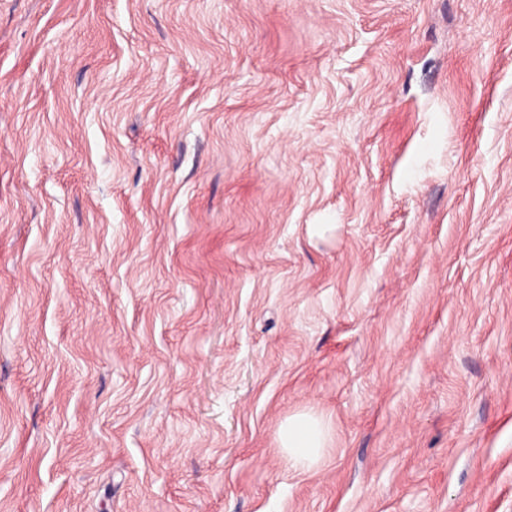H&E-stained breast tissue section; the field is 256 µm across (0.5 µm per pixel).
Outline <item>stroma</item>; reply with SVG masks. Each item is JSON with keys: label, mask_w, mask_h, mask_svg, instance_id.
<instances>
[{"label": "stroma", "mask_w": 512, "mask_h": 512, "mask_svg": "<svg viewBox=\"0 0 512 512\" xmlns=\"http://www.w3.org/2000/svg\"><path fill=\"white\" fill-rule=\"evenodd\" d=\"M0 512H512V0H0ZM326 436L323 422L309 414L288 418L280 429V443L288 453V461L303 469H310L320 458Z\"/></svg>", "instance_id": "stroma-1"}]
</instances>
